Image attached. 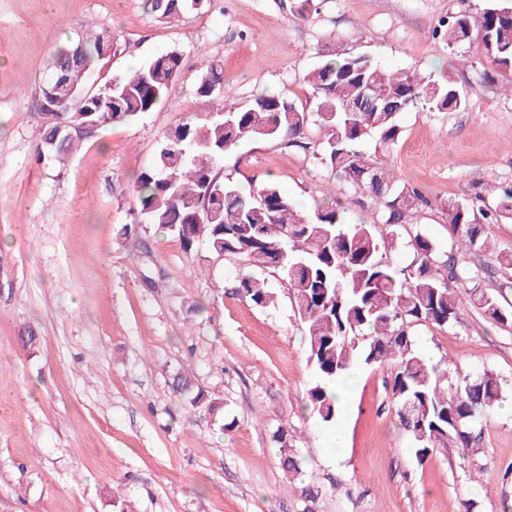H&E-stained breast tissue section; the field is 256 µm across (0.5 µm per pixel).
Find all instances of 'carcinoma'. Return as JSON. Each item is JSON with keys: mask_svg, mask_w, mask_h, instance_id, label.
I'll list each match as a JSON object with an SVG mask.
<instances>
[{"mask_svg": "<svg viewBox=\"0 0 512 512\" xmlns=\"http://www.w3.org/2000/svg\"><path fill=\"white\" fill-rule=\"evenodd\" d=\"M204 0H146L158 21L170 23L201 10ZM290 13L306 21L318 12L315 0H288ZM484 32L480 50L490 66L512 70V6L452 17L442 35L448 47ZM119 51L112 31L88 25L59 46L50 63L47 86L62 84L79 91L86 75L103 65L102 50ZM181 55L169 50L131 73L118 74L84 104L85 112L67 109L58 98L56 111H45L38 96L42 138L63 126L72 135L47 153L59 160L73 153L86 137L84 128L126 123L153 110L179 74ZM224 79L223 66L212 59L202 65L197 94L210 100ZM316 112L300 109L290 98L261 93L244 104L224 103L223 115L190 119L170 131L154 167L142 172L135 191L148 223L179 238L186 252L203 241L211 251L237 256L251 267L279 270L292 293L305 326L309 360L317 381L308 391V408L327 424L336 423L341 405L325 384L343 378L358 365L396 367L391 396L401 428L414 443L417 461L438 448L453 447L461 456L479 453L480 418L501 401L504 383L492 371H439L428 363L412 339L411 327L444 328L459 322L469 308L480 309L501 324H512V312L476 286L469 288V270L456 250L485 252L487 224L512 220V186L502 189L492 207L468 200L448 202L452 229L450 249L443 250L418 228L408 244L413 259L399 267L391 253L402 245V229L423 197L398 179L386 164L365 149L373 136L384 144L400 134V114L421 104L458 111L467 95L452 81L427 80L414 70L392 71L366 54H341L307 75ZM325 130L318 152L339 195L317 205L310 215L275 181L245 191L217 176L224 156L239 144L263 138L288 146L308 139L310 126ZM366 197L376 220L348 223L342 198ZM209 211L204 224L197 212ZM238 289L259 307L276 297L265 279L240 276ZM175 391L190 397L193 407L217 414L220 405L195 390L183 376ZM282 470L296 478L300 462L291 448H282Z\"/></svg>", "mask_w": 512, "mask_h": 512, "instance_id": "carcinoma-1", "label": "carcinoma"}]
</instances>
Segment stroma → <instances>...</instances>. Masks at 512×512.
I'll return each instance as SVG.
<instances>
[{"instance_id": "1", "label": "stroma", "mask_w": 512, "mask_h": 512, "mask_svg": "<svg viewBox=\"0 0 512 512\" xmlns=\"http://www.w3.org/2000/svg\"><path fill=\"white\" fill-rule=\"evenodd\" d=\"M499 0H321L308 21L280 0H207L170 24L143 0H0V512H112V494L136 512H512V412L482 422L481 451L441 448L417 462L394 411L390 364L362 366L336 426L306 410L315 381L303 327L284 281L255 269L277 292L261 308L236 290L242 259L180 240L147 223L134 193L166 133L213 116L224 100L271 91L314 111L305 75L336 54H368L394 69L448 76L467 109L417 106L391 145L370 140L427 204L406 226L449 247L448 203L495 204L512 186V98L507 75L482 79L475 41L448 49L442 20ZM111 29L120 54L89 74L112 76L175 49L182 67L166 98L129 123L95 129L64 162L38 153L36 95L58 44L86 25ZM224 64L212 100L197 85L202 56ZM316 146L253 140L226 155L221 178L276 181L307 211L334 183ZM495 253L462 256L472 282L512 310V221L487 225ZM38 343L23 347L26 329ZM414 338L439 368L491 370L512 400V326L470 309L447 329ZM191 377L222 410L191 408L172 389ZM347 435L329 454L332 428ZM302 463L290 484L280 446ZM318 489L314 501L302 486Z\"/></svg>"}]
</instances>
